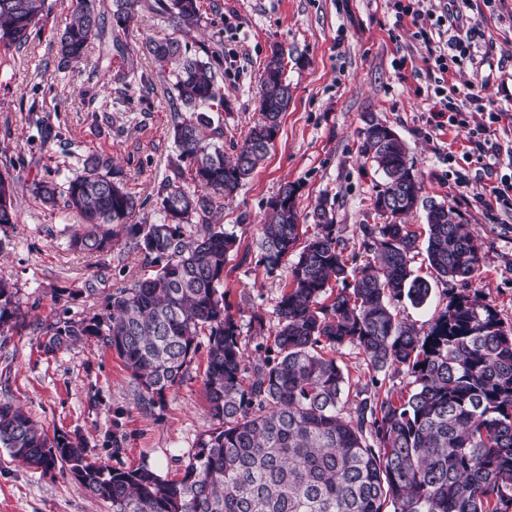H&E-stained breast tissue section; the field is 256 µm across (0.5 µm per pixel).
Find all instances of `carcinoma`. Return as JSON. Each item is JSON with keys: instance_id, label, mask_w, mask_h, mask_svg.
I'll list each match as a JSON object with an SVG mask.
<instances>
[{"instance_id": "carcinoma-1", "label": "carcinoma", "mask_w": 512, "mask_h": 512, "mask_svg": "<svg viewBox=\"0 0 512 512\" xmlns=\"http://www.w3.org/2000/svg\"><path fill=\"white\" fill-rule=\"evenodd\" d=\"M45 2L0 0V45L24 44ZM141 6L112 0L114 50L124 51L121 34ZM148 9L183 34L201 20L200 0H154ZM104 33L97 0H75L74 18L58 37L61 63L82 58L91 38ZM145 49L162 67L176 64L177 156L158 192L162 223L134 222L136 196L111 158L90 151L82 171L62 183L0 172V226L16 223L22 186L51 206L63 199L77 218L69 238L75 251L107 252L120 235L140 250L153 267L149 276L113 295L101 318L56 322L41 346L53 353L102 337L130 372L138 399L152 407L184 380L205 336L212 426L197 438L179 480L91 461L81 443L48 435L11 404H0V447L35 469L67 466L112 512H512V328L468 294L424 330L397 309L404 299L420 306L431 292L410 268L417 235L403 222L418 205L436 279L466 283L483 261L481 242L452 206L421 202L422 174L405 144L372 114L363 116L359 150L385 177L373 208L388 219L368 244L373 265L349 267L326 196L308 213L316 232L301 239L300 185L281 188L261 225L260 251L271 271L289 265V283L274 308L273 354L251 362L220 291L237 236L209 223L208 214L214 197L233 195L252 175L279 133L292 99L284 51H272L259 118L229 159L206 135V112L223 103L213 66L219 50L190 54L178 37L152 39ZM20 318L16 291L0 277V335ZM347 345L375 372L409 373V390L348 406L350 378L336 359Z\"/></svg>"}]
</instances>
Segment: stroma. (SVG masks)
<instances>
[{"mask_svg":"<svg viewBox=\"0 0 512 512\" xmlns=\"http://www.w3.org/2000/svg\"><path fill=\"white\" fill-rule=\"evenodd\" d=\"M393 3L200 0L202 21L187 41L193 50L217 44L224 53L217 76L224 105L209 117L213 141L225 155H233L258 117L259 78L273 46L285 51L292 87L267 157L234 197L216 198L209 215L210 223L238 238L224 271V296L250 359H258V346H273V308L289 283L287 269H267L259 249L261 226L285 183L301 186L303 232L315 231L307 218L314 202L335 198L348 255L360 265L373 258L363 229L384 221L372 206L384 177L359 152L366 113L405 143L423 176L424 198L451 205L483 244L484 261L465 286L435 280L425 253L416 254L412 269L430 281L432 293L420 307L401 301L402 318L426 327L466 291L512 327V210L492 193L512 175V0H447L463 27L478 33L469 54L444 73L434 59L448 52L446 37H416L431 18H396ZM48 4L25 45L0 46V171L60 181L79 171L80 155L93 150L111 158L136 195V221L159 223L158 189L175 156L174 77L160 71L142 45L170 36L173 27L141 9L123 53L102 54L95 39L82 60L64 64L53 36L71 21L72 2ZM130 69L148 76L150 88L123 89L116 75ZM470 84L481 88L487 109L501 114L479 149L466 129L436 126L431 114L435 88ZM15 209L17 223L0 226V275L13 284L24 318L0 335V403L22 407L47 433L79 440L91 460L181 478L198 436L212 424L203 391L206 348H199L165 402L147 409L124 363L100 338L45 352L47 327L104 315L107 298L148 267L143 253L123 240L101 254L74 252V219L63 206H45L23 191ZM336 358L350 375L351 396L397 395L409 387L406 373L373 372L356 348L344 347ZM0 512H112V506L90 496L64 468L35 470L0 447Z\"/></svg>","mask_w":512,"mask_h":512,"instance_id":"stroma-1","label":"stroma"}]
</instances>
